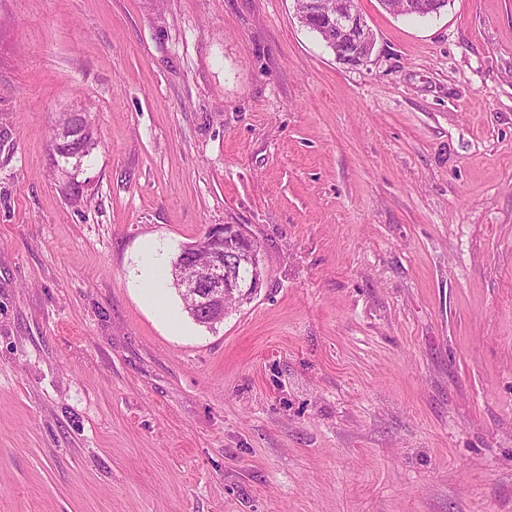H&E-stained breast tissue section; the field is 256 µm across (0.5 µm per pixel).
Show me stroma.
I'll use <instances>...</instances> for the list:
<instances>
[{
  "label": "stroma",
  "mask_w": 512,
  "mask_h": 512,
  "mask_svg": "<svg viewBox=\"0 0 512 512\" xmlns=\"http://www.w3.org/2000/svg\"><path fill=\"white\" fill-rule=\"evenodd\" d=\"M356 2L350 66L294 0H0V512H512V0ZM219 224L267 272L208 328ZM86 128H88L87 133V130H84ZM83 130L86 134L80 136V138H73L69 144L67 143L66 145L61 146V148L64 149L68 146L69 149H79L84 147L85 143H87L88 146L84 148V152L78 158H71L69 154H59V146L64 142L63 140H65V138L70 134H78ZM51 139L52 151H55L60 158H63L65 163H70V160H74V166L76 169L82 166L85 160L88 161L91 158L93 151L97 147L91 118L83 112L65 113L60 119L56 132L53 134ZM245 235L238 224L213 226L200 242L183 247L173 261L174 286L193 299V311L201 323L212 325L224 319L227 294H234L240 304L261 285L265 275L263 255ZM202 249L208 252L207 260L197 263V253ZM237 268L235 275L239 280L252 279L246 284L240 282L234 276ZM158 259L155 249L148 245L145 249L144 262L141 268V295L143 301L153 306L155 300L163 295L161 288L156 284V270Z\"/></svg>",
  "instance_id": "35a3bbf8"
}]
</instances>
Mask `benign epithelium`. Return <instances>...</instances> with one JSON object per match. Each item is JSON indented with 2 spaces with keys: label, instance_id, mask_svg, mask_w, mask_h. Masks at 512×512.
I'll return each mask as SVG.
<instances>
[{
  "label": "benign epithelium",
  "instance_id": "benign-epithelium-1",
  "mask_svg": "<svg viewBox=\"0 0 512 512\" xmlns=\"http://www.w3.org/2000/svg\"><path fill=\"white\" fill-rule=\"evenodd\" d=\"M301 23L321 25L336 58L347 65L364 63L374 49V32L356 0H331L326 7L321 0H308ZM242 266L253 273L246 284L234 276L235 269ZM264 267L260 248L236 224L209 228L202 239L182 248L172 264L174 286L193 299L195 317L207 325L224 319L227 294H234L242 303L257 291Z\"/></svg>",
  "mask_w": 512,
  "mask_h": 512
}]
</instances>
